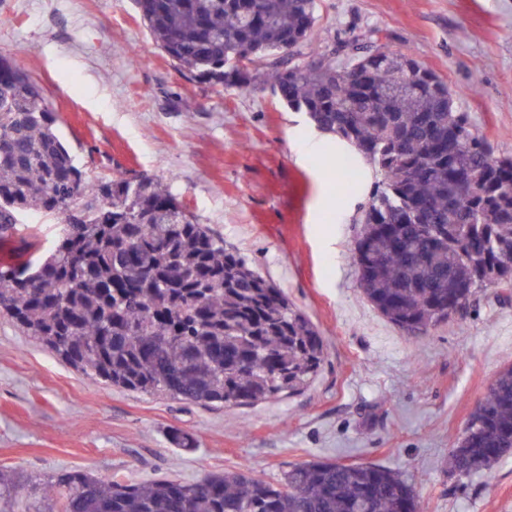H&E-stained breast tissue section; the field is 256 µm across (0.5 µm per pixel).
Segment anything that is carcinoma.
Returning <instances> with one entry per match:
<instances>
[{"instance_id":"cac0c4a2","label":"carcinoma","mask_w":512,"mask_h":512,"mask_svg":"<svg viewBox=\"0 0 512 512\" xmlns=\"http://www.w3.org/2000/svg\"><path fill=\"white\" fill-rule=\"evenodd\" d=\"M157 46L211 87L272 82L278 101L379 175L351 255L362 297L423 334L487 287L512 288V158L493 156L448 84L378 48L292 63L318 0H134ZM40 87L0 56V243L17 214L54 212L46 257L0 260V315L87 376L198 404L250 405L307 388L323 336L280 289L224 248L153 179L90 180L57 134ZM512 454V365L497 374L450 455L489 483ZM0 473V502L26 486ZM28 512H422L392 469L334 460L271 482L250 468L145 485L59 471Z\"/></svg>"}]
</instances>
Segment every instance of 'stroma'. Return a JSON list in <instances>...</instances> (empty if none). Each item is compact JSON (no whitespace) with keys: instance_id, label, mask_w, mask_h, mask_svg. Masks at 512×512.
I'll use <instances>...</instances> for the list:
<instances>
[{"instance_id":"1","label":"stroma","mask_w":512,"mask_h":512,"mask_svg":"<svg viewBox=\"0 0 512 512\" xmlns=\"http://www.w3.org/2000/svg\"><path fill=\"white\" fill-rule=\"evenodd\" d=\"M299 47L377 44L447 81L495 156H512V0H319ZM0 55L41 87L88 179L125 170L167 186L198 223L280 288L318 328L311 385L254 405L129 391L65 364L0 318V471L68 469L143 482L248 464L268 481L323 459L380 464L423 512H512V454L495 478L460 481L448 455L497 373L512 364V291L482 289L463 315L413 338L362 298L350 245L376 173L359 161L339 196L334 145L268 85L190 82L154 45L132 0H0ZM320 140L316 155L303 152ZM191 434L194 451L172 442Z\"/></svg>"}]
</instances>
